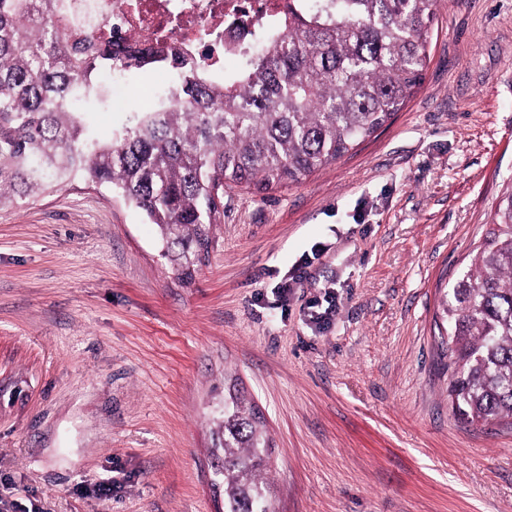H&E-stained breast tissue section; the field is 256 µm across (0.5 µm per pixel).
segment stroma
Wrapping results in <instances>:
<instances>
[{
	"mask_svg": "<svg viewBox=\"0 0 512 512\" xmlns=\"http://www.w3.org/2000/svg\"><path fill=\"white\" fill-rule=\"evenodd\" d=\"M155 90L125 76L100 127ZM511 180L512 0H441L406 107L299 183L226 190L191 282L105 190L1 211L0 512H218L228 386L272 439L275 512H512V425L454 415L440 335ZM307 308L310 319L319 324H329L336 314V296L330 291H325L322 298L312 299Z\"/></svg>",
	"mask_w": 512,
	"mask_h": 512,
	"instance_id": "35a3bbf8",
	"label": "stroma"
}]
</instances>
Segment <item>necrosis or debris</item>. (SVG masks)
Masks as SVG:
<instances>
[{
  "label": "necrosis or debris",
  "instance_id": "1",
  "mask_svg": "<svg viewBox=\"0 0 512 512\" xmlns=\"http://www.w3.org/2000/svg\"><path fill=\"white\" fill-rule=\"evenodd\" d=\"M74 20L127 44L205 48L208 65L252 57L288 0H69Z\"/></svg>",
  "mask_w": 512,
  "mask_h": 512
}]
</instances>
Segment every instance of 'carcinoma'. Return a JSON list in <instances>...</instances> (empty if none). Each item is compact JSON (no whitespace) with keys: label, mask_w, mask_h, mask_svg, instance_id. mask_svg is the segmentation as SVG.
I'll use <instances>...</instances> for the list:
<instances>
[{"label":"carcinoma","mask_w":512,"mask_h":512,"mask_svg":"<svg viewBox=\"0 0 512 512\" xmlns=\"http://www.w3.org/2000/svg\"><path fill=\"white\" fill-rule=\"evenodd\" d=\"M439 0H292L262 53L219 78L168 44L112 49L70 27L64 0H0V211L81 182L157 226L190 281L224 223V187L299 182L382 128L422 86ZM170 69L130 128L102 131L105 71ZM448 396L471 423L512 419V185L448 290ZM215 447L224 512H272L259 411L224 391Z\"/></svg>","instance_id":"1"}]
</instances>
